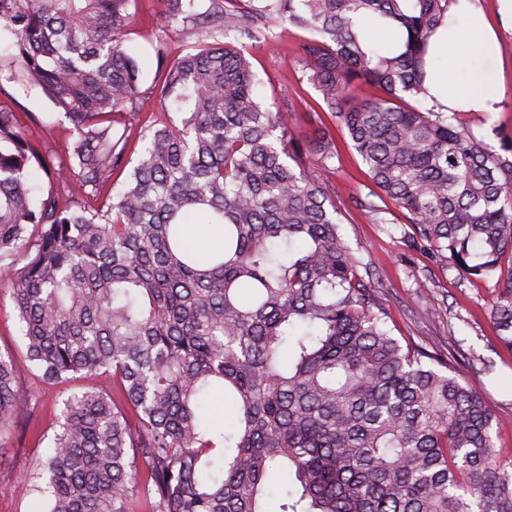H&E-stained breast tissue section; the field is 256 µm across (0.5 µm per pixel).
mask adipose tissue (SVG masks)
<instances>
[{
    "label": "adipose tissue",
    "mask_w": 512,
    "mask_h": 512,
    "mask_svg": "<svg viewBox=\"0 0 512 512\" xmlns=\"http://www.w3.org/2000/svg\"><path fill=\"white\" fill-rule=\"evenodd\" d=\"M500 28H493L477 0H452L451 18L432 37L429 54L438 63L425 85L437 111L483 112L501 109L505 85L498 66V30H512V0H497Z\"/></svg>",
    "instance_id": "1"
}]
</instances>
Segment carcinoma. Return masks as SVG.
<instances>
[{
    "instance_id": "obj_1",
    "label": "carcinoma",
    "mask_w": 512,
    "mask_h": 512,
    "mask_svg": "<svg viewBox=\"0 0 512 512\" xmlns=\"http://www.w3.org/2000/svg\"><path fill=\"white\" fill-rule=\"evenodd\" d=\"M162 0L194 40L160 57L150 89L122 44L138 0H0L16 38L13 78L72 124L64 155L0 105V262L41 381L112 373V391L65 402L32 470L36 512H267L273 470L294 477L277 512H512V462L484 399L387 326L381 278L341 231L325 175L336 135L294 140L295 113L265 103L251 59L288 25L309 73L375 189L374 224H409L443 270L494 281L490 316L512 352V138L499 147L427 104L425 58L449 0ZM390 22L384 54L359 20ZM240 32L247 41H225ZM381 91L360 100L358 85ZM157 91L178 122L148 126L130 163L124 111ZM318 158L308 165L305 156ZM53 179L36 194L34 174ZM221 226L208 255L183 225ZM234 404L226 431L209 395ZM28 397L0 353V435Z\"/></svg>"
}]
</instances>
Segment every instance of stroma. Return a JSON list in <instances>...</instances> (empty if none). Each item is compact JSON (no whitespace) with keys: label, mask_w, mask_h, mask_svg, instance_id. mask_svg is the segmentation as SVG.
<instances>
[{"label":"stroma","mask_w":512,"mask_h":512,"mask_svg":"<svg viewBox=\"0 0 512 512\" xmlns=\"http://www.w3.org/2000/svg\"><path fill=\"white\" fill-rule=\"evenodd\" d=\"M302 36V31L293 27L280 29L278 42L253 61L258 92L281 109L290 108L298 114L294 133L300 138L311 135L307 118L315 110L330 130L338 128L337 118L320 111L319 94L301 64H280L281 57L292 51ZM124 40L148 82L156 72L157 50L177 57L185 54L190 44L168 27L161 0H139ZM15 55L13 38L0 37V104L16 112L31 138L57 153H66L72 142L70 123L39 88L11 80L12 71L18 68ZM501 67L506 88L501 112L490 117L474 112L460 117L465 127L492 144L500 135H512V36L504 39ZM328 182L335 191L337 206L345 213L341 226L345 237L359 249L364 262L381 275L380 298L393 335L402 344L420 345L441 357L484 397L495 416L494 442L504 458L512 460V353L495 337L490 318L495 298L492 282L438 269L425 254L408 247L409 225L374 224L355 210L352 197L366 194L371 186L355 155L343 152ZM7 286V275L0 274V352L17 360L22 390L39 392L40 397L11 434L0 441V512H31L24 475L34 467L57 429L64 400L74 392L111 387L112 377L79 376L54 387L43 386L25 357Z\"/></svg>","instance_id":"1"}]
</instances>
